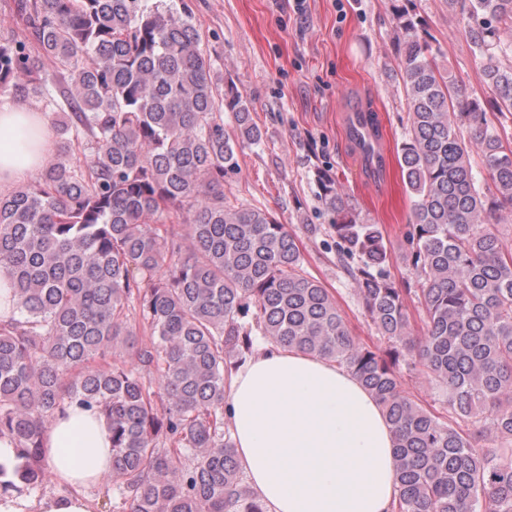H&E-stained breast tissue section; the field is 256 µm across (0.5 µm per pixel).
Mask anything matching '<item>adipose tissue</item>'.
Listing matches in <instances>:
<instances>
[{
  "mask_svg": "<svg viewBox=\"0 0 512 512\" xmlns=\"http://www.w3.org/2000/svg\"><path fill=\"white\" fill-rule=\"evenodd\" d=\"M53 158L39 112L0 105V185L26 180ZM224 420L247 483L268 512H391L395 438L380 403L335 362L263 345L224 390ZM64 494L0 495V512H92L81 488L112 470L109 427L72 405L45 433Z\"/></svg>",
  "mask_w": 512,
  "mask_h": 512,
  "instance_id": "ef3b65f1",
  "label": "adipose tissue"
}]
</instances>
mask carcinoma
<instances>
[{"mask_svg": "<svg viewBox=\"0 0 512 512\" xmlns=\"http://www.w3.org/2000/svg\"><path fill=\"white\" fill-rule=\"evenodd\" d=\"M458 4L495 122L439 64L417 14L396 11L412 198L402 257L416 287L388 271L382 227L356 223L319 176L336 260L383 353L351 335L286 225L224 198L237 146L262 131L239 91L220 90L188 15L167 0H14L56 68L0 38V96L43 97L59 158L0 195V280L18 311L0 320V439L14 451L0 493L39 488L44 434L75 404L112 432L114 512H268L224 423L226 382L263 341L333 360L379 401L395 435L392 512H512V246L492 225L512 207V0ZM75 145L84 170L67 160ZM408 297L425 315L419 336ZM407 356L443 386L448 416L402 391ZM488 433L497 447L481 445Z\"/></svg>", "mask_w": 512, "mask_h": 512, "instance_id": "carcinoma-1", "label": "carcinoma"}]
</instances>
